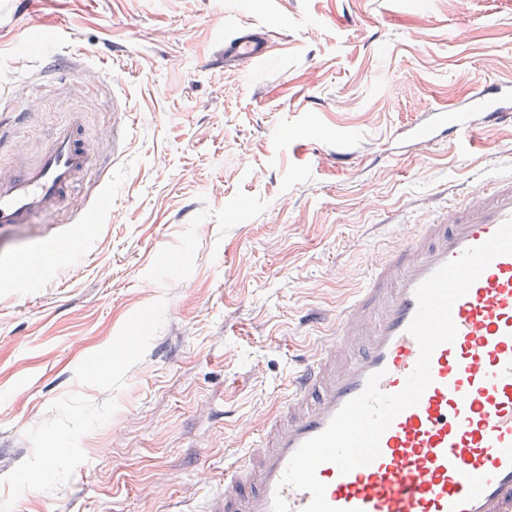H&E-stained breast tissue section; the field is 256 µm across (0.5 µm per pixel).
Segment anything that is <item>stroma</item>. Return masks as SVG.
Instances as JSON below:
<instances>
[{"label": "stroma", "mask_w": 512, "mask_h": 512, "mask_svg": "<svg viewBox=\"0 0 512 512\" xmlns=\"http://www.w3.org/2000/svg\"><path fill=\"white\" fill-rule=\"evenodd\" d=\"M222 9L272 59L210 66ZM482 78L512 83V0H0V163L77 112L73 213L111 180L97 235L0 288V512H204L319 348L306 312L512 170V124L403 135ZM70 230L0 226V277Z\"/></svg>", "instance_id": "obj_1"}]
</instances>
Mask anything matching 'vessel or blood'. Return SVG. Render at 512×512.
I'll list each match as a JSON object with an SVG mask.
<instances>
[{"instance_id":"b4317fda","label":"vessel or blood","mask_w":512,"mask_h":512,"mask_svg":"<svg viewBox=\"0 0 512 512\" xmlns=\"http://www.w3.org/2000/svg\"><path fill=\"white\" fill-rule=\"evenodd\" d=\"M271 55L263 28L232 29L224 38L225 68L261 64ZM512 118V85L494 98L474 87L464 102L432 110L419 140L451 131L469 140L476 124ZM93 148L78 116L63 122L50 144L23 170L0 165V224H26L71 209V192L91 170ZM512 218V175L479 189L471 207L416 225L337 315L307 366L289 379L263 429L241 459L224 468L223 488L207 512H273L282 495L302 512L310 493L279 488L287 465L320 434L370 375L382 391L402 390L419 358L409 333L416 289L465 249L487 241ZM55 272L51 249L15 256L7 279L19 286L31 260ZM453 343L438 346L431 384L380 438L369 464L341 473L321 464L317 477L340 512H512V255L495 258L452 307Z\"/></svg>"}]
</instances>
